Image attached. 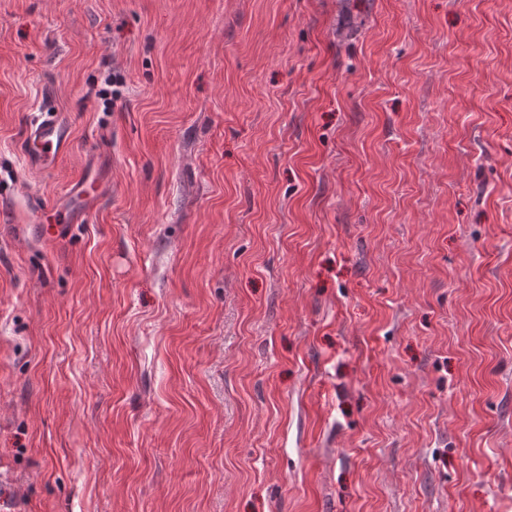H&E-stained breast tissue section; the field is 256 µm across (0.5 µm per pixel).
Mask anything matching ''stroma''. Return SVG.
<instances>
[{
	"mask_svg": "<svg viewBox=\"0 0 512 512\" xmlns=\"http://www.w3.org/2000/svg\"><path fill=\"white\" fill-rule=\"evenodd\" d=\"M0 500L512 512V0H0ZM42 113L44 115L27 129L23 144L28 163L35 168L48 169L69 148L72 130L57 113ZM106 184V175L98 173L92 179L75 182L70 188V193L71 196L78 199L84 207H90L98 201L102 187ZM45 209L49 212V222L52 223L50 233L53 235V239L66 236L71 224L75 223L82 213L80 208L60 203L46 205Z\"/></svg>",
	"mask_w": 512,
	"mask_h": 512,
	"instance_id": "1",
	"label": "stroma"
}]
</instances>
